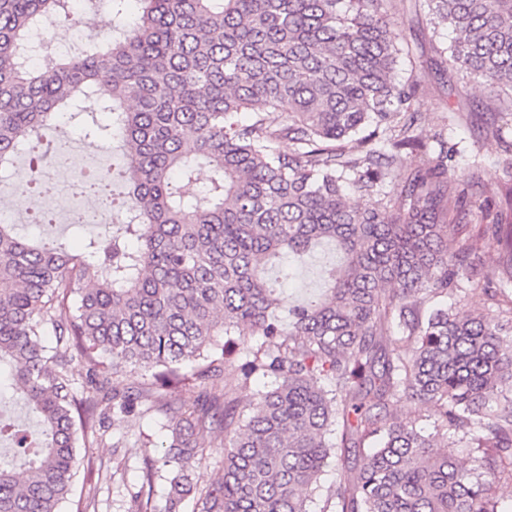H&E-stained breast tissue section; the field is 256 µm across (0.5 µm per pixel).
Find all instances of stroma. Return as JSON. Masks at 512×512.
Returning a JSON list of instances; mask_svg holds the SVG:
<instances>
[{
    "instance_id": "35a3bbf8",
    "label": "stroma",
    "mask_w": 512,
    "mask_h": 512,
    "mask_svg": "<svg viewBox=\"0 0 512 512\" xmlns=\"http://www.w3.org/2000/svg\"><path fill=\"white\" fill-rule=\"evenodd\" d=\"M394 11L391 34L402 50L398 77L414 78L419 83L414 107L422 114V137L431 140L439 128H446L448 145L453 149L449 172L464 191V221L472 225L486 223L488 215L504 208L500 188L512 170V114L490 105L484 88L472 85L446 63L440 51L449 45L452 33L446 27L433 26L424 0H396ZM97 12L108 17L107 26L86 17L79 26L60 30L54 49L66 53L71 46L128 22L127 17L113 14L110 0H102ZM45 140L51 147L60 148L65 157L92 152L104 162L113 160L106 145L89 143L77 126L64 120L47 130ZM31 178L27 160L20 158L0 182V200L12 204V221L18 224L22 236L46 233L59 238L71 253L79 254L86 238L104 232L101 224L85 225L77 233L66 221L43 228L27 223L23 204L14 203L13 197L16 188ZM165 425L163 415L151 412L108 426L101 443L79 451L81 463L73 498L89 503L90 512H132L145 460H157L163 454L158 444L168 439ZM144 433L152 435L154 447H141L140 436Z\"/></svg>"
}]
</instances>
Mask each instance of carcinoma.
Masks as SVG:
<instances>
[{"instance_id": "carcinoma-1", "label": "carcinoma", "mask_w": 512, "mask_h": 512, "mask_svg": "<svg viewBox=\"0 0 512 512\" xmlns=\"http://www.w3.org/2000/svg\"><path fill=\"white\" fill-rule=\"evenodd\" d=\"M78 2L97 7L0 0V170L52 121L77 120L88 139L120 140L126 218L81 255L0 224V367L40 425L33 435L0 412V512H61L80 443L140 406L167 419L175 474L161 509L147 460L135 512H180L190 494L194 512H309L333 458L320 512H502L512 222L486 227L495 259L476 261L443 141L393 198L373 199L406 151L427 150L418 83L397 77L393 0H136L114 35L62 56L31 43ZM427 6L456 33L451 66L512 104V0ZM93 96L110 123L82 113ZM349 186L370 202L351 204ZM321 246L339 254L321 265L323 292L289 302L290 269L268 264ZM476 276L485 308L455 311L447 298ZM106 364L151 382L130 397ZM228 371L217 394L166 399ZM403 400L434 432L393 413ZM215 446L223 473L199 488L190 470Z\"/></svg>"}]
</instances>
